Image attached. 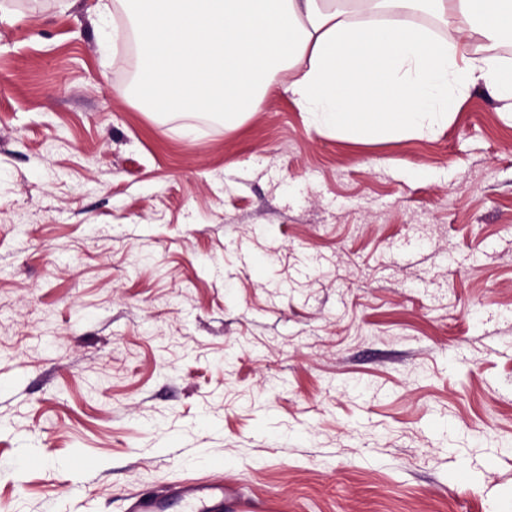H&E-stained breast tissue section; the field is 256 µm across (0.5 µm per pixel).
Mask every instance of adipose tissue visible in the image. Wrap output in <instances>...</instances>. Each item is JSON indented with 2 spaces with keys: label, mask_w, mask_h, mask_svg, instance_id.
<instances>
[{
  "label": "adipose tissue",
  "mask_w": 512,
  "mask_h": 512,
  "mask_svg": "<svg viewBox=\"0 0 512 512\" xmlns=\"http://www.w3.org/2000/svg\"><path fill=\"white\" fill-rule=\"evenodd\" d=\"M415 0H113L157 112L256 111L281 68L309 127L351 140L434 136L474 89L512 102V68L468 41L512 30V0H426L455 38L406 21Z\"/></svg>",
  "instance_id": "ef3b65f1"
}]
</instances>
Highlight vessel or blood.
Wrapping results in <instances>:
<instances>
[{
  "instance_id": "obj_1",
  "label": "vessel or blood",
  "mask_w": 512,
  "mask_h": 512,
  "mask_svg": "<svg viewBox=\"0 0 512 512\" xmlns=\"http://www.w3.org/2000/svg\"><path fill=\"white\" fill-rule=\"evenodd\" d=\"M225 499L218 485L176 487L166 496L142 491L132 497L129 512H214L217 502Z\"/></svg>"
}]
</instances>
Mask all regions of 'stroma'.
<instances>
[{"label":"stroma","mask_w":512,"mask_h":512,"mask_svg":"<svg viewBox=\"0 0 512 512\" xmlns=\"http://www.w3.org/2000/svg\"><path fill=\"white\" fill-rule=\"evenodd\" d=\"M98 2L0 0V512H512V113L152 118ZM226 491L224 486L192 485L174 487L171 495H155L150 491H141L131 497L129 512H214L215 501H223L225 507Z\"/></svg>","instance_id":"35a3bbf8"}]
</instances>
